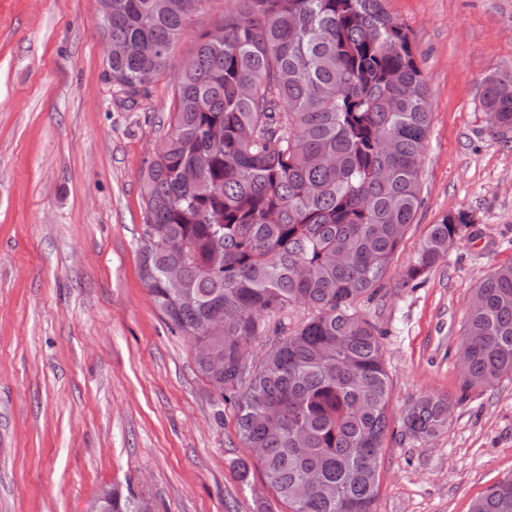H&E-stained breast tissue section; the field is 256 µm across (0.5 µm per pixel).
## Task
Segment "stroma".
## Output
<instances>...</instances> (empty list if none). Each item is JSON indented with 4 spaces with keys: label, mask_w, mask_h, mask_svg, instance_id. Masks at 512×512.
Masks as SVG:
<instances>
[{
    "label": "stroma",
    "mask_w": 512,
    "mask_h": 512,
    "mask_svg": "<svg viewBox=\"0 0 512 512\" xmlns=\"http://www.w3.org/2000/svg\"><path fill=\"white\" fill-rule=\"evenodd\" d=\"M231 0L183 29L137 105L108 76L99 0H0V512H93L129 487L156 512H288L249 460L232 404L197 371L139 274L141 174L166 136L183 59ZM405 24L432 121L421 205L378 294L356 309L382 332L393 417L376 512H469L512 476V380L460 399L476 284L512 260V133L489 127L486 76L512 74V0H386ZM472 224L401 285L431 224ZM454 398L428 440L400 417Z\"/></svg>",
    "instance_id": "1"
}]
</instances>
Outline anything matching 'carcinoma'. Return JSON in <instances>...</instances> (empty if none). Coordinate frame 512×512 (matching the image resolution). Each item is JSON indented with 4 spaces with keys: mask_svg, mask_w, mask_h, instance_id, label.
<instances>
[{
    "mask_svg": "<svg viewBox=\"0 0 512 512\" xmlns=\"http://www.w3.org/2000/svg\"><path fill=\"white\" fill-rule=\"evenodd\" d=\"M207 0H112L107 61L134 103ZM384 0H233L220 40L203 33L177 77L161 151L144 169L142 278L167 324L224 357H195L217 403L230 401L266 483L290 512H375L390 427L381 332L353 306L375 295L413 223L429 96L405 25ZM493 131H512V76L486 79ZM211 188L201 194L196 185ZM471 218L431 225L402 285H416ZM178 270L179 287L169 272ZM316 315L290 331L288 311ZM224 316V335L204 327ZM267 349L260 364L247 347ZM462 395L512 378V261L471 296L461 342ZM428 393L406 434L448 425ZM111 512H143L132 489ZM470 512H512V477Z\"/></svg>",
    "mask_w": 512,
    "mask_h": 512,
    "instance_id": "carcinoma-1",
    "label": "carcinoma"
}]
</instances>
